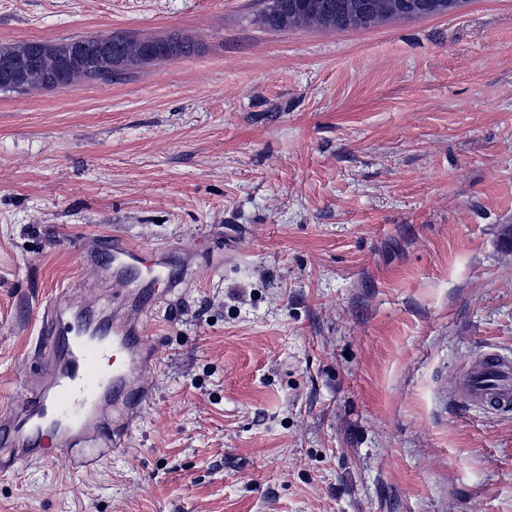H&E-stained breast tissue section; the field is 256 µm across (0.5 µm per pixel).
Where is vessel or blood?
Instances as JSON below:
<instances>
[{"label": "vessel or blood", "instance_id": "1", "mask_svg": "<svg viewBox=\"0 0 512 512\" xmlns=\"http://www.w3.org/2000/svg\"><path fill=\"white\" fill-rule=\"evenodd\" d=\"M145 263L142 249L126 237H112V273L121 277ZM41 335L47 353L19 414L0 422V467L38 459L51 462L64 448L92 435H105L113 449L124 445L122 428L104 414L116 404L136 413L147 395L136 380L147 366L148 350L138 323L121 307L111 316L89 311L74 315L64 296L45 311ZM468 401L487 412L512 407V359L487 353L465 374Z\"/></svg>", "mask_w": 512, "mask_h": 512}]
</instances>
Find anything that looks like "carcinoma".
Instances as JSON below:
<instances>
[{"label": "carcinoma", "mask_w": 512, "mask_h": 512, "mask_svg": "<svg viewBox=\"0 0 512 512\" xmlns=\"http://www.w3.org/2000/svg\"><path fill=\"white\" fill-rule=\"evenodd\" d=\"M462 0H266L260 13L272 31L321 27L334 30L367 28L392 18H423L448 13ZM194 44L181 38L136 39L96 35L59 43L21 42L0 46V59L25 62L26 81L17 83L0 74V92L30 89H69L77 82L110 81L130 68L159 58L186 56Z\"/></svg>", "instance_id": "carcinoma-1"}]
</instances>
